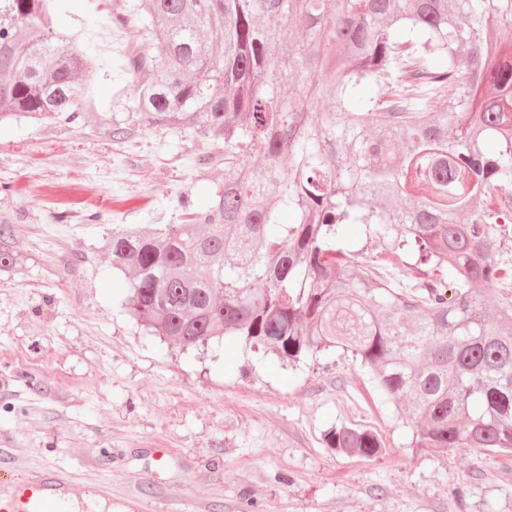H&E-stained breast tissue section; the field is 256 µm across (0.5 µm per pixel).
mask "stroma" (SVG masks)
<instances>
[{
	"mask_svg": "<svg viewBox=\"0 0 512 512\" xmlns=\"http://www.w3.org/2000/svg\"><path fill=\"white\" fill-rule=\"evenodd\" d=\"M137 3L62 0L95 109L0 125V225L26 257L0 276V479L101 483L112 512H512V456L412 448L413 424L351 352L288 367L213 340L185 350L126 313L104 250L113 229L183 223L224 179L223 145L134 109L128 56L158 53L118 20ZM334 424L374 431L385 454L327 448Z\"/></svg>",
	"mask_w": 512,
	"mask_h": 512,
	"instance_id": "35a3bbf8",
	"label": "stroma"
}]
</instances>
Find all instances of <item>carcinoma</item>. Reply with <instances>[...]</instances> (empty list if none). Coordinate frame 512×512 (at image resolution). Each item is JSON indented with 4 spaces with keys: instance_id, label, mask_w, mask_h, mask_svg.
Wrapping results in <instances>:
<instances>
[{
    "instance_id": "obj_1",
    "label": "carcinoma",
    "mask_w": 512,
    "mask_h": 512,
    "mask_svg": "<svg viewBox=\"0 0 512 512\" xmlns=\"http://www.w3.org/2000/svg\"><path fill=\"white\" fill-rule=\"evenodd\" d=\"M53 2L0 0V122L94 106ZM130 17L158 49L130 59L136 109L223 141L224 182L184 224L112 233L126 312L183 349L294 366L341 346L415 447L512 454V304L485 314L512 279V44L495 39L512 0H141ZM358 233L412 254L421 294L359 264ZM10 237L0 274L21 261ZM324 441L385 451L362 427Z\"/></svg>"
}]
</instances>
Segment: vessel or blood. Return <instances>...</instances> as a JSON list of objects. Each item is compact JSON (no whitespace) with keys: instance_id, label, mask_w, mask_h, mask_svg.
<instances>
[{"instance_id":"b4317fda","label":"vessel or blood","mask_w":512,"mask_h":512,"mask_svg":"<svg viewBox=\"0 0 512 512\" xmlns=\"http://www.w3.org/2000/svg\"><path fill=\"white\" fill-rule=\"evenodd\" d=\"M75 495L54 472L45 470L32 478L17 480L9 495L0 494V512H62Z\"/></svg>"}]
</instances>
